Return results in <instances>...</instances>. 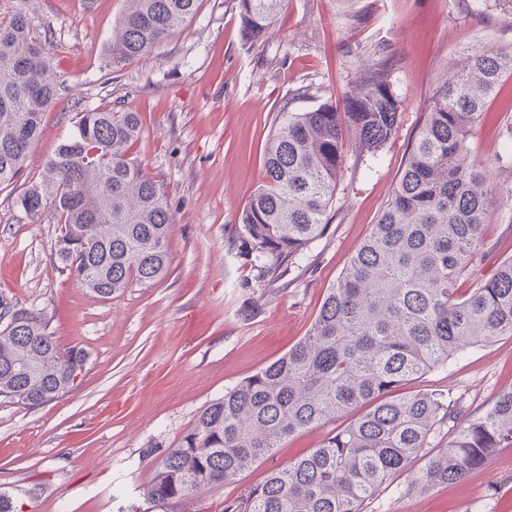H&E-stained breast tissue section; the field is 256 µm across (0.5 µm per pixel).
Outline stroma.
Instances as JSON below:
<instances>
[{"label": "stroma", "mask_w": 512, "mask_h": 512, "mask_svg": "<svg viewBox=\"0 0 512 512\" xmlns=\"http://www.w3.org/2000/svg\"><path fill=\"white\" fill-rule=\"evenodd\" d=\"M124 0H0L46 29L65 90L44 116L21 181L38 178L76 112H137L133 152L164 184L173 214L165 277L102 300L62 272L52 210L36 219L0 192V296L41 313L62 347L87 354L66 395L29 408L0 397V495L14 512H224V501L318 447L312 426L236 479L164 507L146 496L159 462L208 405L308 333L322 301L385 207L426 107L452 61L487 46L512 49V12L496 0H285L272 32L244 45L232 0H201L197 14L150 57L109 69L105 49ZM365 12L366 21L352 16ZM396 60L404 106L376 157L347 158L322 238L281 278L259 283L231 251L238 218L261 184L263 154L289 103L339 101L361 60ZM311 87L310 98L296 91ZM469 141L493 161L489 252L461 279L474 287L512 258V77ZM441 391L463 416L512 389V337L459 354L410 385ZM407 476L363 512H512V448L452 484L405 493Z\"/></svg>", "instance_id": "stroma-1"}]
</instances>
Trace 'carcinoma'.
<instances>
[{
	"label": "carcinoma",
	"mask_w": 512,
	"mask_h": 512,
	"mask_svg": "<svg viewBox=\"0 0 512 512\" xmlns=\"http://www.w3.org/2000/svg\"><path fill=\"white\" fill-rule=\"evenodd\" d=\"M284 0H234L245 43L277 24ZM107 45L114 68L150 56L198 11L200 0H125ZM47 33L18 10L0 16V191L20 190L31 218L52 203L62 268L101 299L130 281L155 282L169 265L172 215L163 183L132 155L138 113L75 114L73 132L45 175L19 189L44 112L63 82L46 52ZM396 63L382 53L361 63L342 106L324 102L290 112L268 139L264 181L245 205L233 250L278 278L327 228L345 142L376 156L397 127L403 101ZM512 75V51L479 48L436 90L424 124L385 208L371 225L305 336L280 359L206 407L156 469L150 500L169 504L231 481L294 433L357 418L328 432L319 447L270 471L229 500L224 512H361L397 475L425 459L407 491L448 484L512 448V389L431 448L457 420L441 392L407 386L466 348L512 336V258L468 293L458 281L486 256L491 175L469 138L489 98ZM87 355L63 349L45 317L0 298V397L37 407L69 392Z\"/></svg>",
	"instance_id": "carcinoma-1"
}]
</instances>
